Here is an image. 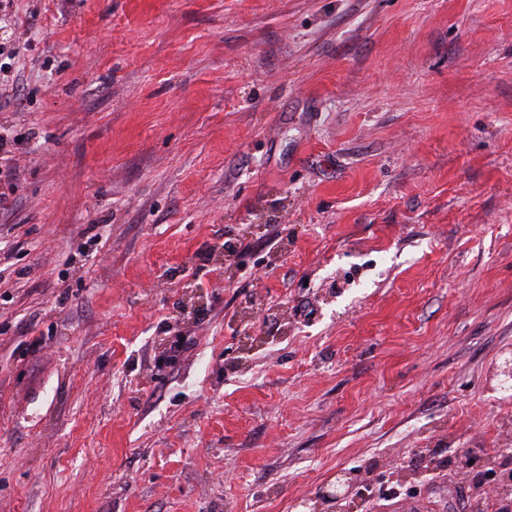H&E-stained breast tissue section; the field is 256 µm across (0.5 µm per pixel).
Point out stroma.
Here are the masks:
<instances>
[{
	"label": "stroma",
	"mask_w": 512,
	"mask_h": 512,
	"mask_svg": "<svg viewBox=\"0 0 512 512\" xmlns=\"http://www.w3.org/2000/svg\"><path fill=\"white\" fill-rule=\"evenodd\" d=\"M1 39L0 512L349 469L512 506V0H0Z\"/></svg>",
	"instance_id": "stroma-1"
}]
</instances>
